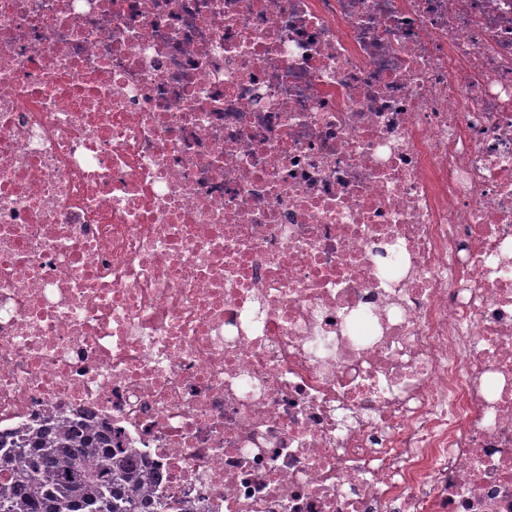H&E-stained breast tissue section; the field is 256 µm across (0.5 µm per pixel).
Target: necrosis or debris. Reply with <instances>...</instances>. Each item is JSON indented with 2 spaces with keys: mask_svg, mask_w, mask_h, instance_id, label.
<instances>
[{
  "mask_svg": "<svg viewBox=\"0 0 512 512\" xmlns=\"http://www.w3.org/2000/svg\"><path fill=\"white\" fill-rule=\"evenodd\" d=\"M193 512H512V0H0V435Z\"/></svg>",
  "mask_w": 512,
  "mask_h": 512,
  "instance_id": "4bbe7bcc",
  "label": "necrosis or debris"
}]
</instances>
